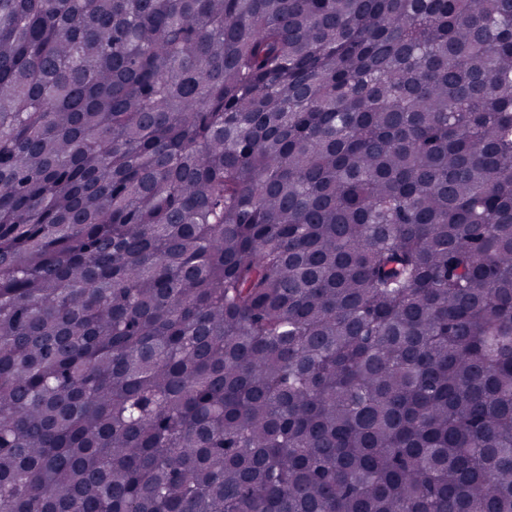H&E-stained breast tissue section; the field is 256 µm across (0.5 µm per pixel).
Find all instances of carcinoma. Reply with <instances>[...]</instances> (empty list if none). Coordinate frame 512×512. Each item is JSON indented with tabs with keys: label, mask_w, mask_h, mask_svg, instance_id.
I'll return each instance as SVG.
<instances>
[{
	"label": "carcinoma",
	"mask_w": 512,
	"mask_h": 512,
	"mask_svg": "<svg viewBox=\"0 0 512 512\" xmlns=\"http://www.w3.org/2000/svg\"><path fill=\"white\" fill-rule=\"evenodd\" d=\"M0 512H512V0H0Z\"/></svg>",
	"instance_id": "cac0c4a2"
}]
</instances>
